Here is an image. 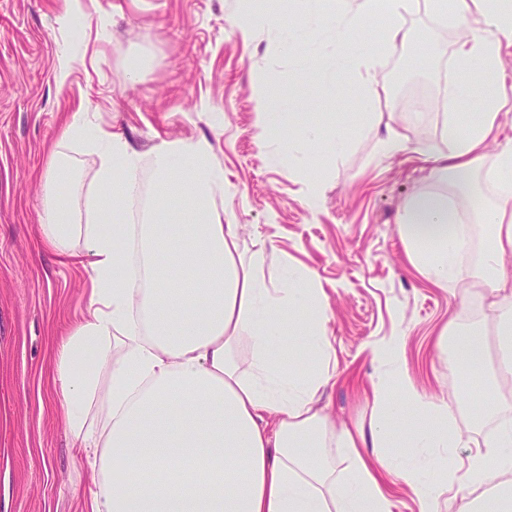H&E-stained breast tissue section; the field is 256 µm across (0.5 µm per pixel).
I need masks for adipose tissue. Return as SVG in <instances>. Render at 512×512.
I'll return each mask as SVG.
<instances>
[{
  "instance_id": "adipose-tissue-1",
  "label": "adipose tissue",
  "mask_w": 512,
  "mask_h": 512,
  "mask_svg": "<svg viewBox=\"0 0 512 512\" xmlns=\"http://www.w3.org/2000/svg\"><path fill=\"white\" fill-rule=\"evenodd\" d=\"M413 8V0H345L338 26L350 33L381 20L382 42L395 47L411 40L404 17ZM432 8L452 13L460 32L457 72L485 75L493 90L475 101L480 122H464L458 102L445 113L447 153L425 141L415 151L447 187L476 174L500 190L474 212L449 209L446 190L422 192L400 212L399 232L413 267L447 288L457 282L471 225L489 230L479 283L503 294L489 310L499 374L510 378L512 274L501 260L512 254V142L492 157L486 149L512 103L501 70L512 48V0H433ZM477 15L479 32L471 25ZM61 139L95 157L93 179L75 199L59 191L77 181L69 156L51 153L40 226L49 252L90 270L86 313L55 348L51 375L72 450L98 473L85 495L88 512H392L381 483L394 471L418 512H441L450 487L457 512H512L511 419L499 420L482 449L459 464L434 458L435 449L457 446L447 403L412 383L372 381L370 431L336 426L324 413L319 402L336 377L327 293L309 267L287 262L269 273L266 246L242 250L238 225L225 223L217 207L224 170L208 138L163 139L145 157L77 112ZM407 417L417 423L400 461L389 449L395 421ZM366 446L378 448L375 461L362 455ZM340 448L353 458L342 471ZM492 475L493 497L477 504L474 488Z\"/></svg>"
}]
</instances>
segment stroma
I'll return each instance as SVG.
<instances>
[{"mask_svg":"<svg viewBox=\"0 0 512 512\" xmlns=\"http://www.w3.org/2000/svg\"><path fill=\"white\" fill-rule=\"evenodd\" d=\"M244 0H82V22L63 21L66 0H0V512H84L92 481L85 460L47 405L53 348L81 319L89 272L44 251L37 241L47 156L68 117L89 113L148 154L159 139L204 136L224 168V221L245 242L266 240V261L292 259L313 268L330 297L328 328L336 350V383L320 404L340 425H370L371 382L380 368L369 344L401 334L396 366L422 391L452 408L464 461L495 423L475 418L484 385L498 373L490 359L475 381L448 363L438 347L446 325L483 333L496 349L493 293L476 288L480 263L462 260L458 288H441L410 264L398 235L401 207L435 188L414 152L417 138L447 152L442 115L399 111L387 74L417 48L436 94L477 97L479 81L460 83L453 53L456 30L418 0L405 24L415 43L385 49L376 76V111L368 119L361 83L348 61L369 44L362 30L338 33L332 17L313 25L303 0H279L282 25L242 34L233 20ZM65 84H57L59 66ZM273 99L280 122L335 128L351 145L329 163V144L298 145L322 169L321 195L309 208L310 177L271 166L258 133V89ZM222 114L221 124L204 120ZM394 128L406 148L393 157L378 142Z\"/></svg>","mask_w":512,"mask_h":512,"instance_id":"1","label":"stroma"}]
</instances>
